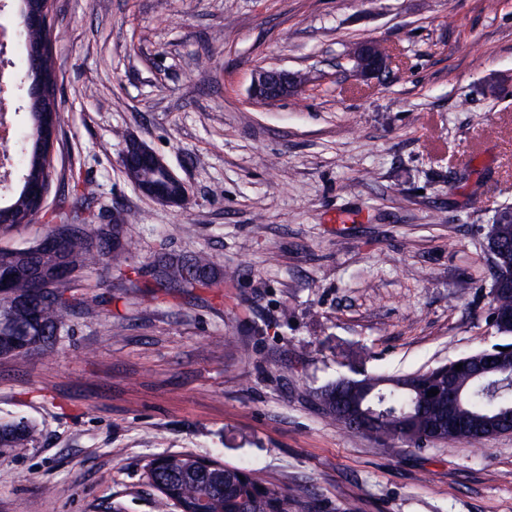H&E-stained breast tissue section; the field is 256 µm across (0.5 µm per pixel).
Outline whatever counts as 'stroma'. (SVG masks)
I'll use <instances>...</instances> for the list:
<instances>
[{
  "label": "stroma",
  "instance_id": "obj_1",
  "mask_svg": "<svg viewBox=\"0 0 512 512\" xmlns=\"http://www.w3.org/2000/svg\"><path fill=\"white\" fill-rule=\"evenodd\" d=\"M11 123L30 124L21 0ZM63 110L46 210L90 183L121 208L139 287L92 271L56 351L0 358V512H161L146 462L254 466L310 512H512V433L394 453L313 394L339 377L424 371L504 343L486 233L512 207V0H51ZM374 40L381 79L352 80ZM310 77L255 102L256 72ZM147 144L184 207L123 175ZM205 251L218 285L150 293L158 253ZM352 49L353 47L349 52V56L352 54ZM351 57L354 63L353 71L356 73V76L361 78H378L387 68L388 58L384 55L376 41L366 40L359 42ZM37 439L35 426L26 422L18 421L8 425L0 426V448H10L16 451L21 448H28Z\"/></svg>",
  "mask_w": 512,
  "mask_h": 512
}]
</instances>
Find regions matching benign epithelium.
<instances>
[{
    "label": "benign epithelium",
    "mask_w": 512,
    "mask_h": 512,
    "mask_svg": "<svg viewBox=\"0 0 512 512\" xmlns=\"http://www.w3.org/2000/svg\"><path fill=\"white\" fill-rule=\"evenodd\" d=\"M49 26V3L38 6L35 0L28 3L25 14V29L43 30ZM50 44L42 39L27 44L28 62L36 70L49 54ZM353 71L361 78H377L385 72L388 58L375 41L358 43L352 54ZM305 83L291 81L284 70L260 69L252 87L253 97L262 102L280 100L298 95ZM121 167L136 189L147 198L165 206L183 207L188 203L187 185L168 167L164 160L149 146L131 140L121 156ZM498 225L488 227L487 245L496 265L506 264L510 274L496 279L491 289L492 306L496 307L512 299V266L507 252L500 247Z\"/></svg>",
    "instance_id": "obj_1"
}]
</instances>
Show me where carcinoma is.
<instances>
[{
    "mask_svg": "<svg viewBox=\"0 0 512 512\" xmlns=\"http://www.w3.org/2000/svg\"><path fill=\"white\" fill-rule=\"evenodd\" d=\"M41 79L48 87V96L31 107V127L16 137L15 157L22 173V185L9 204L0 205V231L14 227V218L31 223L40 205L27 194V180L41 175L43 182L52 180V158L48 148L40 144L43 111L52 110L61 121L56 99V82L52 59L43 60ZM122 219L113 224L73 223L71 210L60 203L48 225L45 236L61 237L63 246L56 252L44 251L36 240L16 252L0 248V358L27 352L55 351L66 317H93L97 305L73 293L81 274L104 268L123 271L129 267V249L123 243ZM25 264L38 274L43 286V302L36 308L23 299L31 291V280L25 276L9 277L7 273ZM214 267L211 256L199 251L189 259L162 252L154 261L151 287L190 293L194 288L212 285ZM487 351H477L448 363V378L467 383V398L462 406L448 407V382L432 370L391 376V384L381 387L384 399L377 392L365 394L375 378L339 377L320 388L315 398L322 410L336 425L351 434H369L390 446L407 444L423 449L433 442L480 445L486 437L473 426V421L492 413H504L506 425L512 424V382L500 376L489 380L468 381V371L455 366L467 364ZM439 390L427 396L431 389ZM363 402L379 411L367 424L352 409ZM35 426L18 421L0 426V448L16 451L34 444ZM149 485L164 486L168 494L162 500L169 506L179 501L201 505V512H292L307 504L268 481L262 471L253 467L203 469L188 455L166 454L160 464L146 474Z\"/></svg>",
    "mask_w": 512,
    "mask_h": 512,
    "instance_id": "carcinoma-1",
    "label": "carcinoma"
}]
</instances>
